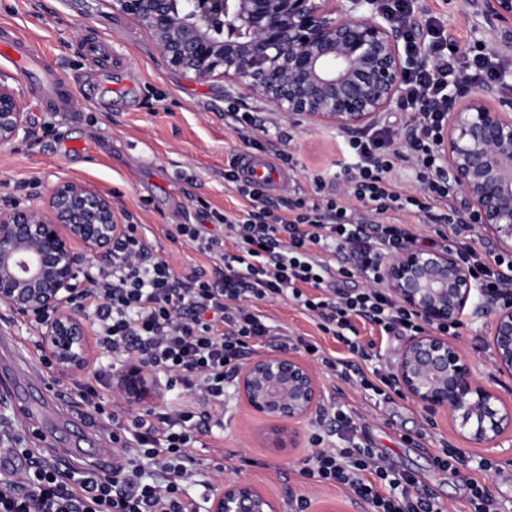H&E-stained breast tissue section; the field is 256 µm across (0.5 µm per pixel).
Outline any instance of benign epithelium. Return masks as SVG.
Masks as SVG:
<instances>
[{"mask_svg": "<svg viewBox=\"0 0 512 512\" xmlns=\"http://www.w3.org/2000/svg\"><path fill=\"white\" fill-rule=\"evenodd\" d=\"M491 51L512 70V0H474ZM112 8L150 34L167 65L195 81L224 79L244 97L288 116L354 133L396 103L406 71L418 59L402 52L401 30L375 0H112ZM448 123L437 137L442 173L459 194V211L479 233L512 243V109L495 85L450 94ZM31 136L16 90L0 78V145ZM126 227L112 196L63 180L47 208L17 205L0 212V304L40 325L42 347L65 378L91 363L85 315L70 307L82 267L112 258ZM387 288L417 313L428 331L397 353L395 377L423 408L445 411L476 445L494 444L512 429V411L476 380L458 345L435 332L456 322L480 294L450 249L404 246L384 262ZM498 370H512V307L488 299ZM137 404L163 398L160 377L142 363L119 379ZM236 392L278 423L293 441L324 404L307 365L288 353L254 358L240 370ZM209 512H278L277 503L240 480L218 487Z\"/></svg>", "mask_w": 512, "mask_h": 512, "instance_id": "1", "label": "benign epithelium"}]
</instances>
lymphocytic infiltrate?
<instances>
[{
	"label": "lymphocytic infiltrate",
	"mask_w": 512,
	"mask_h": 512,
	"mask_svg": "<svg viewBox=\"0 0 512 512\" xmlns=\"http://www.w3.org/2000/svg\"><path fill=\"white\" fill-rule=\"evenodd\" d=\"M379 4L401 28L406 53L427 55L423 65L406 73L396 102L407 116L405 148L395 147L385 126L351 136L349 169L329 179L315 177L313 195L289 202L283 213L270 207L269 194L243 178L237 166L226 168L224 181L243 204L219 216L223 234L202 224H178L171 234L213 260L210 280L197 272L177 276L168 259L155 255L144 225L127 224L112 246L111 262L96 266L92 289L78 299L87 302L113 357L146 363L181 387L182 396L136 414L113 401L112 441L122 454L108 480L91 471L61 475L52 460L21 449L29 466L0 476V512H199L186 493L202 476L193 456L202 431L197 406L221 404L225 383L262 344L311 351L317 363L351 387L387 398L400 394L391 373L372 367L373 346L361 340L357 325L365 321L398 337L425 330L419 315L377 281L384 259L417 240L413 225L401 223L402 215L433 224L439 246L455 243L485 297L512 306V257L462 243L469 220L456 209L433 211L434 204H447L451 197L435 147L448 119L447 89L499 81L498 65L482 51L456 49L436 16L425 26L412 25L417 0ZM408 165L423 196L396 182V173ZM358 274L376 281L355 294L342 291L341 282ZM281 299L343 343L347 356L326 355L313 340L271 325L259 305ZM332 421L349 435L348 445L332 447L322 432H313V450L298 469L301 477L342 489L369 512H445L418 475L355 440L357 418L338 411ZM435 463L462 475L471 512H498L486 482L466 475L463 451L440 449Z\"/></svg>",
	"instance_id": "f902f5d3"
}]
</instances>
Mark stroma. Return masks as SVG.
<instances>
[{
    "label": "stroma",
    "instance_id": "stroma-1",
    "mask_svg": "<svg viewBox=\"0 0 512 512\" xmlns=\"http://www.w3.org/2000/svg\"><path fill=\"white\" fill-rule=\"evenodd\" d=\"M428 12L440 18L462 47L492 39L477 24L469 0H419L416 21H423ZM2 26L41 46L49 65L76 87L93 76L80 50L82 39H106L113 55L127 63L131 87L122 100L107 92L78 100L74 116L52 109L23 80H15L32 135L28 141L0 146V212L19 204H46L59 181L84 182L111 193L119 213L147 225L159 255L169 258L182 276L211 271L213 262L187 242L171 241L172 226H214V213L236 209L241 202L224 184L227 159L241 148L224 125L228 107L262 113L263 145L292 154L296 179L305 192H312L315 176L349 161L345 139L336 128L289 119L266 102L239 95L223 81L199 82L168 68L150 35L113 10L111 0H0ZM262 310L290 334L316 337L326 352L346 355L337 339L320 334L289 301L269 302ZM461 319L457 344L464 357L501 405L512 408V374L494 366L489 318L470 305ZM88 329L94 359L85 374L63 379L69 398L61 409L91 417L108 441L112 424L107 411L124 365L101 345L96 320H89ZM310 368L325 392L326 408L362 415L363 433L372 447L428 481L448 512H468V504L460 483L435 465V451L444 446L466 453L468 473L474 477L480 475L479 459L498 463L500 472L484 478L503 512H512V433L499 444L476 447L446 413L425 410L409 398L387 400L352 388L315 362ZM88 381L97 391L91 401L82 390ZM316 426V421L306 422L296 446H279L272 421L253 411L229 381L223 403L210 410L195 452L204 465L223 466V480H247L273 498L281 512H286L289 499L300 496L308 500L306 512H364L342 491L307 483L298 474L297 464L312 451L310 437ZM0 431L33 449L36 457L50 459L58 453L57 446L37 443L14 398L2 395Z\"/></svg>",
    "mask_w": 512,
    "mask_h": 512
}]
</instances>
